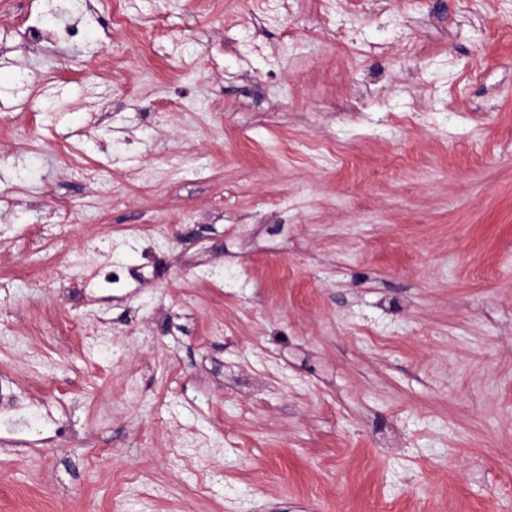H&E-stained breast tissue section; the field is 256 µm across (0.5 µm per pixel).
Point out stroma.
Listing matches in <instances>:
<instances>
[{
  "instance_id": "obj_1",
  "label": "stroma",
  "mask_w": 512,
  "mask_h": 512,
  "mask_svg": "<svg viewBox=\"0 0 512 512\" xmlns=\"http://www.w3.org/2000/svg\"><path fill=\"white\" fill-rule=\"evenodd\" d=\"M0 512H512V0H0Z\"/></svg>"
}]
</instances>
